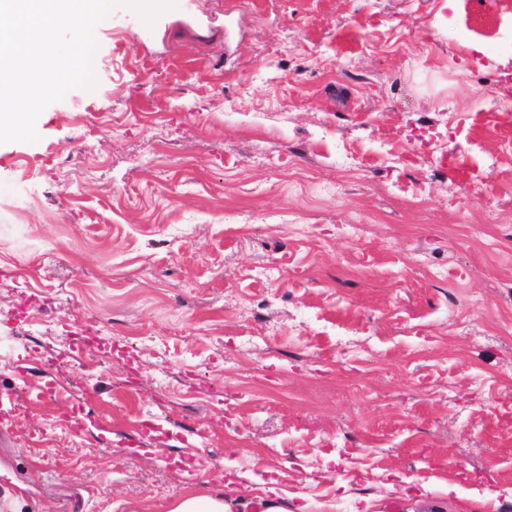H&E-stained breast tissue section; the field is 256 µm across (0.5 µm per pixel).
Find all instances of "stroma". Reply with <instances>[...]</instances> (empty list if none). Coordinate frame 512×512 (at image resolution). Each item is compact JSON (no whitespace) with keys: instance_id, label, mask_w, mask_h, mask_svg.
Instances as JSON below:
<instances>
[{"instance_id":"obj_1","label":"stroma","mask_w":512,"mask_h":512,"mask_svg":"<svg viewBox=\"0 0 512 512\" xmlns=\"http://www.w3.org/2000/svg\"><path fill=\"white\" fill-rule=\"evenodd\" d=\"M491 22L512 34L499 0L115 7L94 89L0 143V496L512 512ZM234 490L228 484L206 491L187 490L174 502L169 512H237L233 510Z\"/></svg>"}]
</instances>
